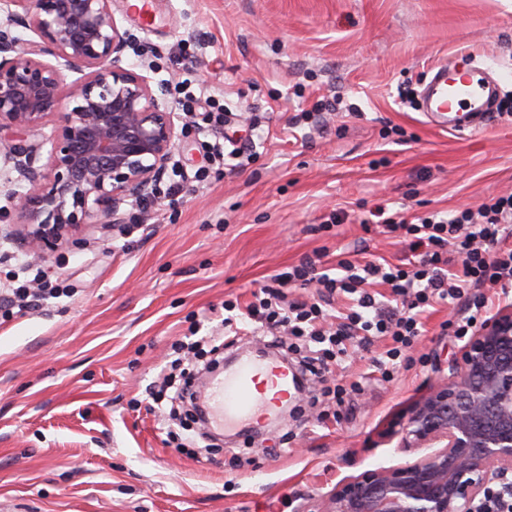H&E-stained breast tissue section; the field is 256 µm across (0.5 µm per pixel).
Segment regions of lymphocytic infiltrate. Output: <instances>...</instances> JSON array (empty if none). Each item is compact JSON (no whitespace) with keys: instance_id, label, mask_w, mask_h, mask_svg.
<instances>
[{"instance_id":"f902f5d3","label":"lymphocytic infiltrate","mask_w":512,"mask_h":512,"mask_svg":"<svg viewBox=\"0 0 512 512\" xmlns=\"http://www.w3.org/2000/svg\"><path fill=\"white\" fill-rule=\"evenodd\" d=\"M381 228L407 244V262L340 258L334 271L317 275L305 260L275 275L273 284L247 305L248 318L269 335L283 332L316 343L314 354L301 363L302 373L316 376L341 366L346 343L354 337H388L391 347L372 366L382 380H390L420 335L429 308L466 303L465 315L441 325L445 335L466 336L486 323V290L512 288V194L414 222L387 218ZM311 284L319 289L316 301L283 304V289ZM374 285L388 288V299L371 294ZM337 296L348 304L331 322L328 308Z\"/></svg>"}]
</instances>
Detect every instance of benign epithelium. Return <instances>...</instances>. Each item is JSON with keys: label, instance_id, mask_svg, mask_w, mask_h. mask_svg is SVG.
I'll return each mask as SVG.
<instances>
[{"label": "benign epithelium", "instance_id": "obj_1", "mask_svg": "<svg viewBox=\"0 0 512 512\" xmlns=\"http://www.w3.org/2000/svg\"><path fill=\"white\" fill-rule=\"evenodd\" d=\"M133 36L112 0H0V131L18 141L11 164L18 219L8 235L41 261L82 224H122L121 205L155 197L187 120L161 105L150 79L125 65ZM73 75L66 81V74ZM402 448L431 452L338 484L319 512H473L512 471V306L502 307L448 361L447 381L422 396L400 429Z\"/></svg>", "mask_w": 512, "mask_h": 512}]
</instances>
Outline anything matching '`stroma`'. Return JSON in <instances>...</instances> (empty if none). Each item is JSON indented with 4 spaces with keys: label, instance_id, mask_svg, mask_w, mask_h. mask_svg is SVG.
Segmentation results:
<instances>
[{
    "label": "stroma",
    "instance_id": "obj_1",
    "mask_svg": "<svg viewBox=\"0 0 512 512\" xmlns=\"http://www.w3.org/2000/svg\"><path fill=\"white\" fill-rule=\"evenodd\" d=\"M136 46L126 59L162 102L210 95L223 139L256 157L220 179L205 130L178 143L174 206L127 207L137 232L84 224L42 267L70 290L0 324V507L7 512H318L338 481L413 460L394 426L448 377L460 343L439 305L392 381L353 352L349 411L306 395L205 433L156 405L172 344L224 333V302L246 305L271 276L315 255L396 263L406 244L365 230L377 208L405 217L512 193V119L476 134L426 123L416 94L431 68L496 64L512 95V0H153L142 20L112 0ZM339 224L320 225L330 213Z\"/></svg>",
    "mask_w": 512,
    "mask_h": 512
}]
</instances>
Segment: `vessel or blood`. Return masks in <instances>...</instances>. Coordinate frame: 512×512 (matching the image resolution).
Returning <instances> with one entry per match:
<instances>
[{
    "label": "vessel or blood",
    "mask_w": 512,
    "mask_h": 512,
    "mask_svg": "<svg viewBox=\"0 0 512 512\" xmlns=\"http://www.w3.org/2000/svg\"><path fill=\"white\" fill-rule=\"evenodd\" d=\"M501 83V75L489 66H475L464 72L436 67L420 93L422 113L428 123L439 129L454 133L484 130L499 98ZM263 372L279 392H290L292 381L278 364L261 358L239 362L212 376L205 386L203 402L208 428L229 429L258 412L272 409L271 398L256 387V379Z\"/></svg>",
    "instance_id": "b4317fda"
}]
</instances>
